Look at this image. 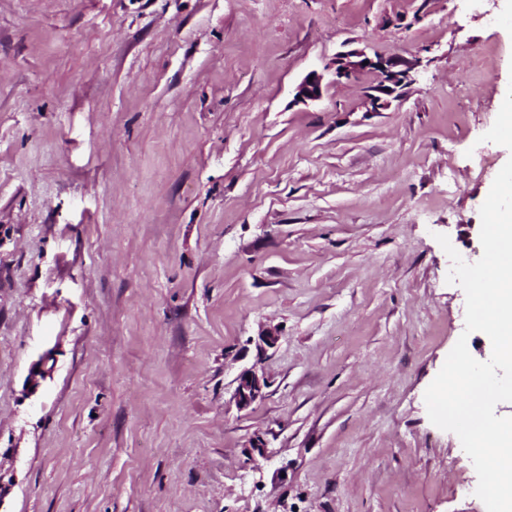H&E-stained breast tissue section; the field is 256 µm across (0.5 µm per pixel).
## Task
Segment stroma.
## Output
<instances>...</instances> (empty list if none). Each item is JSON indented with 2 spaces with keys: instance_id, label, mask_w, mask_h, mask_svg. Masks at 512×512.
Instances as JSON below:
<instances>
[{
  "instance_id": "1",
  "label": "stroma",
  "mask_w": 512,
  "mask_h": 512,
  "mask_svg": "<svg viewBox=\"0 0 512 512\" xmlns=\"http://www.w3.org/2000/svg\"><path fill=\"white\" fill-rule=\"evenodd\" d=\"M509 92L512 0H0V512H486L424 393ZM365 61H368V64H365ZM422 63L420 57L414 59L377 57L373 59L363 51L351 50L338 54L333 65L337 81L358 78L368 71H376L380 74L379 84L367 93L364 101L366 111L377 112L386 105L385 96H391L399 88L415 81V76ZM313 77L312 81L309 78ZM323 75L317 70L310 71L305 78L298 84L295 93L297 103L308 104L322 98L323 94ZM250 376V379H247ZM237 385L233 393V401L238 409H246L262 400L266 395V389L269 381L265 374L256 369H246L242 371L237 379Z\"/></svg>"
}]
</instances>
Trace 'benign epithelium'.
Instances as JSON below:
<instances>
[{"mask_svg":"<svg viewBox=\"0 0 512 512\" xmlns=\"http://www.w3.org/2000/svg\"><path fill=\"white\" fill-rule=\"evenodd\" d=\"M333 65L338 81L357 78L368 71H376L380 74L379 84L367 93L364 101L366 111L377 112L386 105V97L415 81V76L422 66V59L419 57L414 59H384L381 57L373 59L363 51L351 50L338 54ZM322 94L323 75L312 70L298 84L295 101L303 104L315 102L322 98ZM236 382L233 401L239 409H246L262 400L269 386L265 374L253 368L242 371Z\"/></svg>","mask_w":512,"mask_h":512,"instance_id":"benign-epithelium-1","label":"benign epithelium"}]
</instances>
